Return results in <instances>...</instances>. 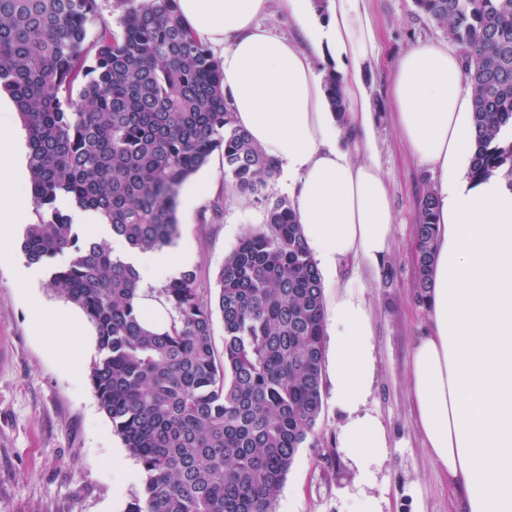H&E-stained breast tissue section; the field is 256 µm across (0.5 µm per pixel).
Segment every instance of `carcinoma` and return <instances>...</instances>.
Returning <instances> with one entry per match:
<instances>
[{
    "label": "carcinoma",
    "mask_w": 512,
    "mask_h": 512,
    "mask_svg": "<svg viewBox=\"0 0 512 512\" xmlns=\"http://www.w3.org/2000/svg\"><path fill=\"white\" fill-rule=\"evenodd\" d=\"M121 34L90 36L97 0H0V90L28 132L31 197L40 219L22 249L46 267V288L82 310L98 354L89 378L112 431L140 465L142 497L127 512H275L295 451L322 409L324 291L286 198L272 199L277 165L234 124L219 61L177 0H118ZM460 48L472 93L477 151L471 176L512 187V0H414ZM341 127L340 78L325 76ZM224 178L264 204L265 222L224 259L214 299L186 267L148 297L169 315L143 327L135 269L110 241L73 223L100 214L133 249L162 251L180 236L186 181L214 151ZM437 196L417 203L416 299L431 284ZM224 349L213 344V315Z\"/></svg>",
    "instance_id": "cac0c4a2"
}]
</instances>
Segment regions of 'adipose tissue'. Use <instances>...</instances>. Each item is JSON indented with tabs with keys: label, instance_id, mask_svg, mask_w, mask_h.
<instances>
[{
	"label": "adipose tissue",
	"instance_id": "obj_1",
	"mask_svg": "<svg viewBox=\"0 0 512 512\" xmlns=\"http://www.w3.org/2000/svg\"><path fill=\"white\" fill-rule=\"evenodd\" d=\"M365 0H328L318 18L311 0H281L303 41L273 34L259 18L269 0H178L200 37L221 46L224 98L245 129L290 183L306 245L327 279L353 258L379 270L394 216L378 166L339 145L323 73L312 58L350 59L341 70L352 112L349 130L368 136L371 114L358 65L373 55L375 34ZM401 135L411 154L439 176L435 264L425 300L428 324L411 353L414 418L425 448L456 500L457 512H512V188L493 176L468 175L475 148L472 99L460 56L427 42L398 61L390 87ZM14 106L0 99V240L22 223L30 176ZM116 256L137 271L139 304L148 325L164 328L165 310L147 296L177 272L175 256L131 249L114 240ZM39 331L72 365L85 352L67 315L40 320ZM327 362L343 420L338 442L360 481L389 446L380 418L366 409L377 373L372 315L359 283L345 284L326 313Z\"/></svg>",
	"mask_w": 512,
	"mask_h": 512
}]
</instances>
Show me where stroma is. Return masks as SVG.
Segmentation results:
<instances>
[{
    "label": "stroma",
    "mask_w": 512,
    "mask_h": 512,
    "mask_svg": "<svg viewBox=\"0 0 512 512\" xmlns=\"http://www.w3.org/2000/svg\"><path fill=\"white\" fill-rule=\"evenodd\" d=\"M365 6L378 38L361 72L373 114L370 156L386 178L395 221L379 274L369 276L350 260L341 276L362 280L373 315L378 371L367 408L382 420L389 446L373 467L372 484L361 483L338 446L342 415L329 385H322L321 415L296 451L275 512H351L370 494L381 496L384 512H453L448 481L416 427L409 382L413 343L427 324L414 288L417 200L439 181L410 153L389 97L399 58L447 35L419 15L413 0H366ZM197 176L214 190L193 204L179 202L175 248L207 298L240 237L263 224L264 207L225 180L220 153ZM23 235V225H15L0 245V512H126L141 493L140 467L131 457L125 465L111 464L113 452L125 446L99 406L89 369L72 368L47 348L30 324L31 297L43 301L46 316L70 313L92 358L95 331L78 307L45 288L44 277L36 278L31 292L17 287V269L26 263Z\"/></svg>",
    "instance_id": "obj_1"
}]
</instances>
